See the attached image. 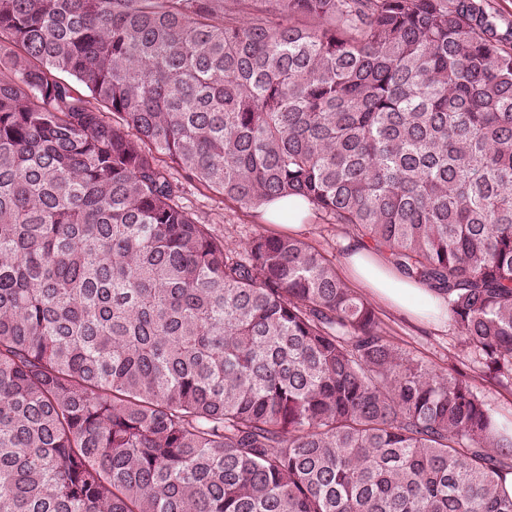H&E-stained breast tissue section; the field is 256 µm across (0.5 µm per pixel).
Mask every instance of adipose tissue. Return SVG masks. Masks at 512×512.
Segmentation results:
<instances>
[{"label": "adipose tissue", "instance_id": "ef3b65f1", "mask_svg": "<svg viewBox=\"0 0 512 512\" xmlns=\"http://www.w3.org/2000/svg\"><path fill=\"white\" fill-rule=\"evenodd\" d=\"M348 274L380 301L417 321L448 317V301L439 291L401 274L385 256L349 241L343 258Z\"/></svg>", "mask_w": 512, "mask_h": 512}]
</instances>
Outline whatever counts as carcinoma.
I'll list each match as a JSON object with an SVG mask.
<instances>
[{
	"label": "carcinoma",
	"mask_w": 512,
	"mask_h": 512,
	"mask_svg": "<svg viewBox=\"0 0 512 512\" xmlns=\"http://www.w3.org/2000/svg\"><path fill=\"white\" fill-rule=\"evenodd\" d=\"M441 291L512 386V31L488 0H0V512H512V435L291 233ZM183 203L195 212L216 233L224 235L225 241L241 245L252 236L259 233L288 232L303 225L309 214V204L301 198H288L275 201L264 207L263 218L272 224H257L249 218L243 210L231 202L223 200L219 195L213 194L194 184L184 185ZM288 216V223L283 218ZM288 228V229H283Z\"/></svg>",
	"instance_id": "cac0c4a2"
}]
</instances>
